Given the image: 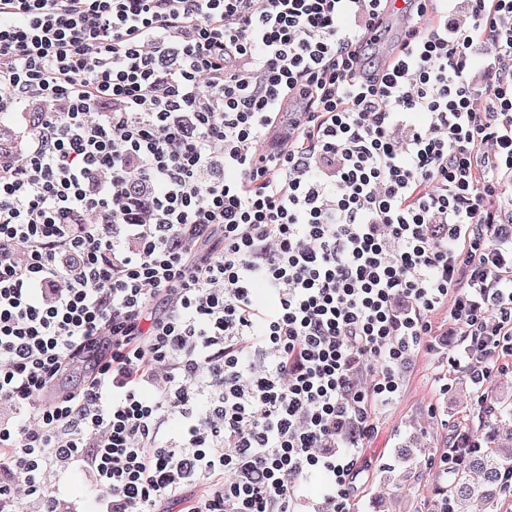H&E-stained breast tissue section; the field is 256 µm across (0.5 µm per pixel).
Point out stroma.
Segmentation results:
<instances>
[{"instance_id": "stroma-1", "label": "stroma", "mask_w": 512, "mask_h": 512, "mask_svg": "<svg viewBox=\"0 0 512 512\" xmlns=\"http://www.w3.org/2000/svg\"><path fill=\"white\" fill-rule=\"evenodd\" d=\"M448 327L447 312L433 316V351L406 365L404 388L396 400L373 407L377 430L360 450L353 512H436L448 476L424 462L401 464L396 457L399 444L409 433H418L433 457L446 451L454 431L484 437L489 421L479 413L476 394L448 364V352L457 343Z\"/></svg>"}]
</instances>
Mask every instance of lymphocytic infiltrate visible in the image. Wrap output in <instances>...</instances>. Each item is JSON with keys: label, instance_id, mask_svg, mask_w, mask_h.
Returning a JSON list of instances; mask_svg holds the SVG:
<instances>
[{"label": "lymphocytic infiltrate", "instance_id": "f902f5d3", "mask_svg": "<svg viewBox=\"0 0 512 512\" xmlns=\"http://www.w3.org/2000/svg\"><path fill=\"white\" fill-rule=\"evenodd\" d=\"M511 199L512 0H0V512H351L435 312L494 414ZM65 491L69 500L77 504L78 510H88L85 500L96 495L92 489L90 477L82 472L68 478Z\"/></svg>", "mask_w": 512, "mask_h": 512}]
</instances>
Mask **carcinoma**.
<instances>
[{
  "instance_id": "carcinoma-1",
  "label": "carcinoma",
  "mask_w": 512,
  "mask_h": 512,
  "mask_svg": "<svg viewBox=\"0 0 512 512\" xmlns=\"http://www.w3.org/2000/svg\"><path fill=\"white\" fill-rule=\"evenodd\" d=\"M422 448L418 439L411 437L400 451L403 463H419ZM512 467V406L501 408L496 425L486 435L481 451L471 455L465 469L450 478V489L476 504V512H495L494 501L500 488V475Z\"/></svg>"
}]
</instances>
